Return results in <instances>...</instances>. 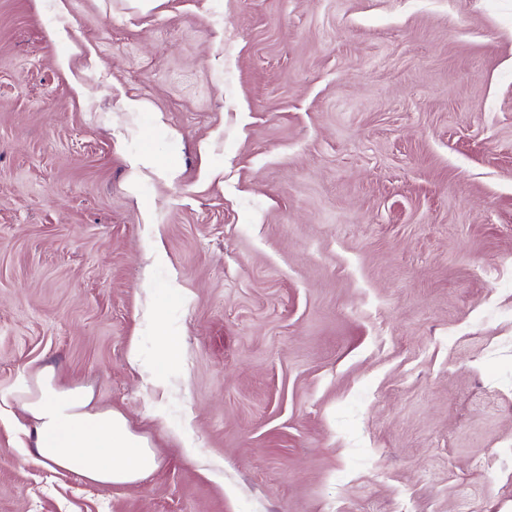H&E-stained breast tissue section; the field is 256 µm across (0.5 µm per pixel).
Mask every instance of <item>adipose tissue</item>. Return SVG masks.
Segmentation results:
<instances>
[{
    "label": "adipose tissue",
    "mask_w": 512,
    "mask_h": 512,
    "mask_svg": "<svg viewBox=\"0 0 512 512\" xmlns=\"http://www.w3.org/2000/svg\"><path fill=\"white\" fill-rule=\"evenodd\" d=\"M10 397L33 422L32 444L42 462L108 487L139 481L159 466L156 448L125 416L97 408L85 388L59 385L51 368L33 372Z\"/></svg>",
    "instance_id": "obj_1"
}]
</instances>
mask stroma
<instances>
[{"label":"stroma","instance_id":"1","mask_svg":"<svg viewBox=\"0 0 512 512\" xmlns=\"http://www.w3.org/2000/svg\"><path fill=\"white\" fill-rule=\"evenodd\" d=\"M41 367L159 467L5 405L0 512H512V0H0V394ZM10 397L32 420L33 448L44 463L108 487L139 481L159 467L156 448L125 416L97 408L85 388L59 385L49 367L23 379Z\"/></svg>","mask_w":512,"mask_h":512}]
</instances>
